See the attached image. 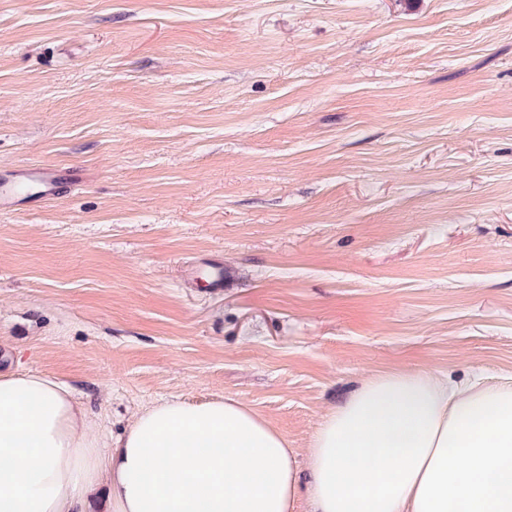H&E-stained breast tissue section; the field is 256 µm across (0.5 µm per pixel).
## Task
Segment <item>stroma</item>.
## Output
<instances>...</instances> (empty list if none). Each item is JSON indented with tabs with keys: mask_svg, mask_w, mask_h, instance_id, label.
<instances>
[{
	"mask_svg": "<svg viewBox=\"0 0 512 512\" xmlns=\"http://www.w3.org/2000/svg\"><path fill=\"white\" fill-rule=\"evenodd\" d=\"M0 355L107 441L374 374L512 380V0H0ZM219 260L215 293L194 270ZM76 177L74 170L27 169L13 178H0V209L10 205L17 193H26L34 199L53 194L57 183L67 177ZM36 187V190L33 187Z\"/></svg>",
	"mask_w": 512,
	"mask_h": 512,
	"instance_id": "1",
	"label": "stroma"
}]
</instances>
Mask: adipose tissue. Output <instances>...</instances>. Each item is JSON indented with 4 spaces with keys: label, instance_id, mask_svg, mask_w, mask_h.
Listing matches in <instances>:
<instances>
[{
    "label": "adipose tissue",
    "instance_id": "obj_1",
    "mask_svg": "<svg viewBox=\"0 0 512 512\" xmlns=\"http://www.w3.org/2000/svg\"><path fill=\"white\" fill-rule=\"evenodd\" d=\"M55 379L0 374V512H512V384L372 376L305 464L232 399L166 400L103 447Z\"/></svg>",
    "mask_w": 512,
    "mask_h": 512
}]
</instances>
